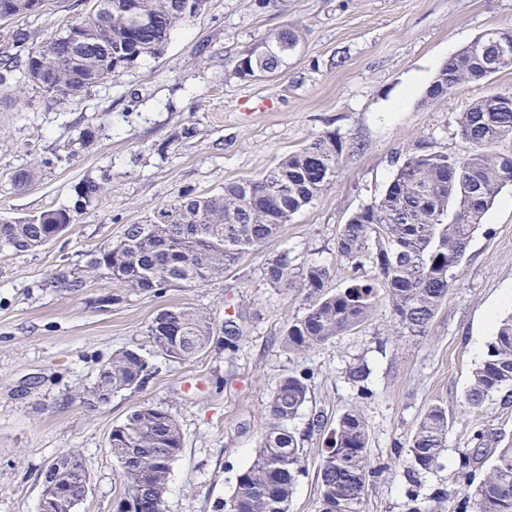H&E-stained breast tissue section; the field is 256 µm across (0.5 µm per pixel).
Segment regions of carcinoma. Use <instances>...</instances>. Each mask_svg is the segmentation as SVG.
<instances>
[{"mask_svg": "<svg viewBox=\"0 0 512 512\" xmlns=\"http://www.w3.org/2000/svg\"><path fill=\"white\" fill-rule=\"evenodd\" d=\"M91 8L76 20L39 41L18 28L12 48L0 60V91L32 87L55 104L81 99L92 89L112 82L147 58L162 55L171 36L202 13L208 0H110L112 10L91 0ZM28 22L38 19L31 0H0V17ZM75 27L82 49H69ZM494 31L479 36L442 66L427 91L434 100L464 84L481 85L512 59L491 68L487 45ZM301 30L282 29L230 60L232 73L242 79L275 73L301 45ZM458 133L469 144L462 154L419 150L398 168L384 193L356 212L337 238V253L355 267L370 263L376 282L354 283L328 292L329 269L309 263L299 275V287L310 302L288 324V349L305 354L324 346L367 321L378 293L388 302L398 336L426 334L436 309L448 296L454 270L502 189L512 184V155L492 151L512 138V90L489 91L474 99L457 118ZM343 141L332 132L314 137L301 150L281 159L264 175L224 185L222 191L197 195L178 193L153 211L142 224H129L122 238L89 252L85 264L55 277L57 287L80 293L92 279L105 277L134 293L158 294L166 288L202 286L224 276L243 255L276 236L293 214L319 197L334 181ZM102 183L88 178L78 187L72 206L48 209L29 219L0 221V250L28 252L59 229L76 223L98 201ZM288 251L267 259L266 285L290 286ZM228 346L242 331L233 320L216 325L204 312L190 307L160 310L146 335L167 359L181 363L206 352L217 333ZM148 364L139 352L122 348L99 368L92 396L106 403L123 390L138 389L147 379ZM512 390V313L499 320L496 335L472 370L462 406L479 409L492 395ZM309 401L301 375L277 384L269 403L272 425L254 458L237 476L224 500V512H287L298 478L303 474V449L288 427ZM369 435L364 416L354 407L336 422L334 438L322 459L319 512H362L370 473ZM448 447V411L433 404L423 414L406 456L412 473L441 467ZM120 463L123 485L141 488L149 512H165L171 465L182 452L183 438L173 413L143 406L112 428L109 443ZM484 448H461V470L485 457ZM76 451H62L49 463L51 480L69 486L81 499L84 489L73 471L84 466ZM407 512H440L412 489L406 490ZM472 512H512V447L497 448L485 478L467 490L459 505Z\"/></svg>", "mask_w": 512, "mask_h": 512, "instance_id": "carcinoma-1", "label": "carcinoma"}]
</instances>
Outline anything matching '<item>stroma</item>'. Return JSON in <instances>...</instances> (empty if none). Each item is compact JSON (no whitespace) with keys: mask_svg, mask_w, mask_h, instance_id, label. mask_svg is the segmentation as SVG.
<instances>
[{"mask_svg":"<svg viewBox=\"0 0 512 512\" xmlns=\"http://www.w3.org/2000/svg\"><path fill=\"white\" fill-rule=\"evenodd\" d=\"M89 0H43L34 39L74 20ZM301 28L299 53L272 75L240 79L230 59L283 28ZM512 31V0H209L178 29L165 52L90 96L57 105L35 91L0 95V218L72 205L86 178L108 191L67 233L31 252L0 251V512H37L42 479L61 451H80L90 486L79 512H115L121 467L109 449L114 426L136 409L171 411L184 448L172 465L166 512H224L238 473L253 459L271 419L278 382L307 378L311 400L290 425L302 450L288 512H318V471L338 418L362 410L370 465L363 512H405L408 441L432 404L448 411V449L437 471L418 475L420 497L448 489L459 512L467 485L488 462L458 471L462 448L512 445V396L495 394L474 412L461 408L472 369L512 309V185L505 187L456 268L447 299L426 336H393L390 309L304 355L283 341L301 315L304 293L271 288L268 258L288 252L294 267L330 270L329 291L373 279L336 251L350 217L378 198L416 150H467L456 119L485 89H512V66L488 85H466L429 102L440 68L482 33ZM194 127L193 137H182ZM92 139L80 145L83 132ZM344 142L335 182L295 213L258 251L203 286L137 295L98 279L80 293L54 286L61 270L116 242L177 192L207 194L257 178L312 138ZM37 166L27 185L15 170ZM192 307L242 329L234 346L212 345L187 363L167 360L145 331L158 310ZM129 347L148 364L144 387L91 402L97 370ZM367 362L369 396L349 384L350 367Z\"/></svg>","mask_w":512,"mask_h":512,"instance_id":"1","label":"stroma"}]
</instances>
